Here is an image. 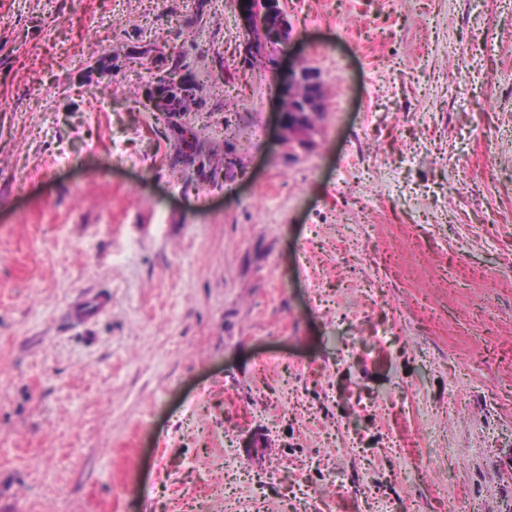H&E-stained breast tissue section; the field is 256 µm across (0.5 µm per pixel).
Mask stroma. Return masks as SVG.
I'll return each instance as SVG.
<instances>
[{
  "label": "stroma",
  "instance_id": "35a3bbf8",
  "mask_svg": "<svg viewBox=\"0 0 512 512\" xmlns=\"http://www.w3.org/2000/svg\"><path fill=\"white\" fill-rule=\"evenodd\" d=\"M282 7L0 0V512H512V0ZM279 0H238L237 9L247 35L246 55L252 63L265 68L271 61H278L291 40L287 18L280 8ZM259 14H268L272 23L263 28L255 23ZM197 83L194 72L187 66L180 72V75L175 81V86L168 81H161L159 78L156 79L155 85L152 90L151 97L155 101H164L171 99L174 94L183 95L184 91H180V87L194 86ZM280 97L284 102L282 127L290 150L294 144L305 143L301 135L311 127L315 116L323 109L318 75L305 66H298L289 73L288 85L280 87Z\"/></svg>",
  "mask_w": 512,
  "mask_h": 512
}]
</instances>
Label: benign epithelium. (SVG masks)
<instances>
[{"mask_svg": "<svg viewBox=\"0 0 512 512\" xmlns=\"http://www.w3.org/2000/svg\"><path fill=\"white\" fill-rule=\"evenodd\" d=\"M238 13L247 35L246 55L252 63L265 68L271 62L278 61V53L282 52L291 40L287 18L280 8L279 0H238ZM259 14H267L272 19L268 27L263 28L255 23ZM196 76L190 68L180 72L175 83L156 80L152 90V98L164 101L174 95L181 94L180 88L194 86ZM280 97L284 102L282 127L288 137V148L304 144L301 135L312 125L318 112L323 109L322 86L318 75L299 66L288 75V85L280 87Z\"/></svg>", "mask_w": 512, "mask_h": 512, "instance_id": "benign-epithelium-1", "label": "benign epithelium"}]
</instances>
